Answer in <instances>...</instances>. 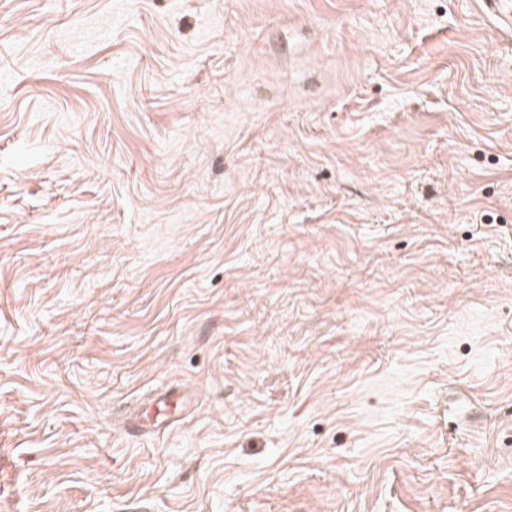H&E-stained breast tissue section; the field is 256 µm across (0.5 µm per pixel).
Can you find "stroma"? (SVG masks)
Here are the masks:
<instances>
[{"mask_svg": "<svg viewBox=\"0 0 512 512\" xmlns=\"http://www.w3.org/2000/svg\"><path fill=\"white\" fill-rule=\"evenodd\" d=\"M0 512H512L484 0H0ZM170 398L168 393L160 394L141 404L131 417V426L138 431L158 433L166 429L174 422Z\"/></svg>", "mask_w": 512, "mask_h": 512, "instance_id": "stroma-1", "label": "stroma"}]
</instances>
